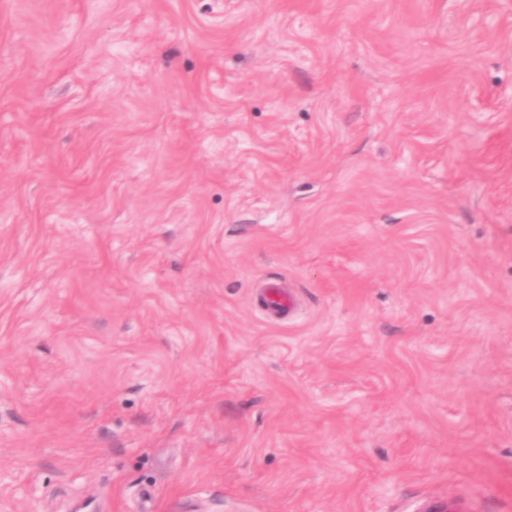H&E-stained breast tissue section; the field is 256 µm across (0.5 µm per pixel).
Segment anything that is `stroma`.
<instances>
[{
    "instance_id": "stroma-1",
    "label": "stroma",
    "mask_w": 512,
    "mask_h": 512,
    "mask_svg": "<svg viewBox=\"0 0 512 512\" xmlns=\"http://www.w3.org/2000/svg\"><path fill=\"white\" fill-rule=\"evenodd\" d=\"M429 494L512 512V0H0V512ZM265 301L267 307L273 312H284L293 306V296L289 290L279 286H271L265 292Z\"/></svg>"
}]
</instances>
